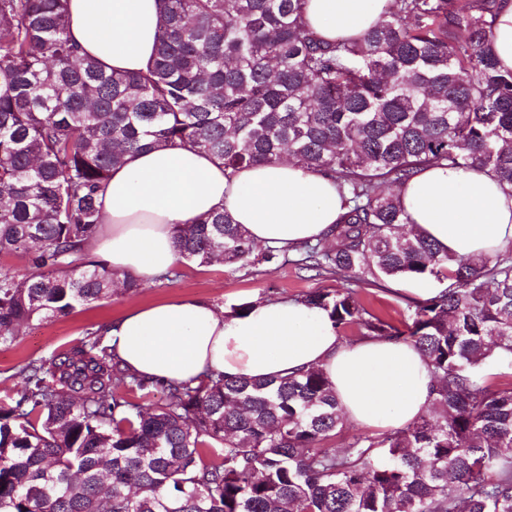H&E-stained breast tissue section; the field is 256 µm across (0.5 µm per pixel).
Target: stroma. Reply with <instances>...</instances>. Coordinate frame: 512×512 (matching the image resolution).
<instances>
[{"label": "stroma", "mask_w": 512, "mask_h": 512, "mask_svg": "<svg viewBox=\"0 0 512 512\" xmlns=\"http://www.w3.org/2000/svg\"><path fill=\"white\" fill-rule=\"evenodd\" d=\"M341 282L329 274L309 276L292 263L269 266L263 263L228 266L216 262L208 266L182 264L168 279L146 282L143 289L126 293L114 289L111 296L77 307L70 315L33 321L22 327L16 341L0 346V407L11 404L21 388L17 371L30 360H48L80 344L87 338L108 345L105 327L127 310L179 297H198L224 309L267 300H298L309 291L337 288ZM404 280L387 282L385 288L361 286L357 295L372 313L399 322L409 294Z\"/></svg>", "instance_id": "1"}]
</instances>
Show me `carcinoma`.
<instances>
[{
  "mask_svg": "<svg viewBox=\"0 0 512 512\" xmlns=\"http://www.w3.org/2000/svg\"><path fill=\"white\" fill-rule=\"evenodd\" d=\"M308 0H163L152 64L108 72L69 34V0H0V345L143 287L86 260L112 169L190 146L226 177L291 159L336 183V243L295 263L347 287L302 296L342 332L404 342L432 378L426 414L340 451L325 374L137 377L96 341L18 369L0 409V512H512V253L458 260L409 226L399 191L422 168L479 169L512 188V71L484 51L497 0H391L362 36L325 41ZM177 263L276 264L216 210L174 232ZM446 279L396 327L352 286ZM165 400L150 403L152 390Z\"/></svg>",
  "mask_w": 512,
  "mask_h": 512,
  "instance_id": "obj_1",
  "label": "carcinoma"
}]
</instances>
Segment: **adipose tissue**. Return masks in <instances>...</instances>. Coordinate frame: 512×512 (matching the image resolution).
<instances>
[{"label": "adipose tissue", "instance_id": "obj_1", "mask_svg": "<svg viewBox=\"0 0 512 512\" xmlns=\"http://www.w3.org/2000/svg\"><path fill=\"white\" fill-rule=\"evenodd\" d=\"M387 0H308L307 22L325 40L357 37ZM162 0H70V31L84 53L116 71L146 70ZM487 52L512 70V0H499ZM410 224L456 258L512 244V190L482 171L422 169L400 190ZM103 222L86 249L118 273L149 280L176 261L174 228L221 208L258 244L296 249L322 239L345 212L335 184L289 160L225 178L224 167L187 146H155L113 170ZM116 357L137 375L186 382L286 377L323 370L351 425L387 431L429 407L422 355L403 342L346 343L326 312L297 300L253 303L245 313L180 297L135 308L108 325Z\"/></svg>", "mask_w": 512, "mask_h": 512}]
</instances>
